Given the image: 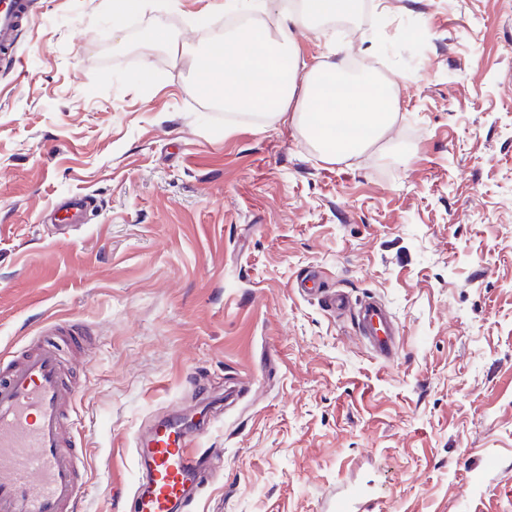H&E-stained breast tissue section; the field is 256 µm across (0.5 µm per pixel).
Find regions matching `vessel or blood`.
I'll return each instance as SVG.
<instances>
[{"label":"vessel or blood","mask_w":512,"mask_h":512,"mask_svg":"<svg viewBox=\"0 0 512 512\" xmlns=\"http://www.w3.org/2000/svg\"><path fill=\"white\" fill-rule=\"evenodd\" d=\"M33 5L0 0V59L16 61L17 32ZM357 326L379 357H398L391 321L375 300L359 302ZM74 398L55 346H38L0 367V512H68L78 503L81 457L67 445L75 423L66 408ZM145 454V490L134 497V512H181L189 482L206 469L205 450L195 437L164 429Z\"/></svg>","instance_id":"vessel-or-blood-1"}]
</instances>
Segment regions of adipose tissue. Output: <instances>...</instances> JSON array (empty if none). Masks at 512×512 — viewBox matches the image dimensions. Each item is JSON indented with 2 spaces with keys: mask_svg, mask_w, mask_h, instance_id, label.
Returning <instances> with one entry per match:
<instances>
[{
  "mask_svg": "<svg viewBox=\"0 0 512 512\" xmlns=\"http://www.w3.org/2000/svg\"><path fill=\"white\" fill-rule=\"evenodd\" d=\"M355 7V0H303L301 10L282 17L276 33L258 27L236 30L221 47L196 56L191 92L222 96L229 109L292 121L327 160L361 153L392 122L395 96L381 98L372 86L357 84L337 99L335 109H327L325 87L335 82L337 69L323 62L307 64L294 37L295 29L350 14ZM249 67L262 71V78L236 82L235 74Z\"/></svg>",
  "mask_w": 512,
  "mask_h": 512,
  "instance_id": "obj_1",
  "label": "adipose tissue"
}]
</instances>
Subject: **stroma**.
<instances>
[{"label":"stroma","instance_id":"stroma-1","mask_svg":"<svg viewBox=\"0 0 512 512\" xmlns=\"http://www.w3.org/2000/svg\"><path fill=\"white\" fill-rule=\"evenodd\" d=\"M20 63L0 60V360L46 323L79 339L85 490L77 512H131L138 448L205 412L224 462L184 512H512V0H370L296 31L382 58L384 135L324 160L300 128L190 93L194 55L234 17L289 0H34ZM181 31L171 54L155 22ZM417 65L385 58L412 26ZM95 201L59 228L65 197ZM371 297L399 326L388 362L297 282Z\"/></svg>","mask_w":512,"mask_h":512}]
</instances>
